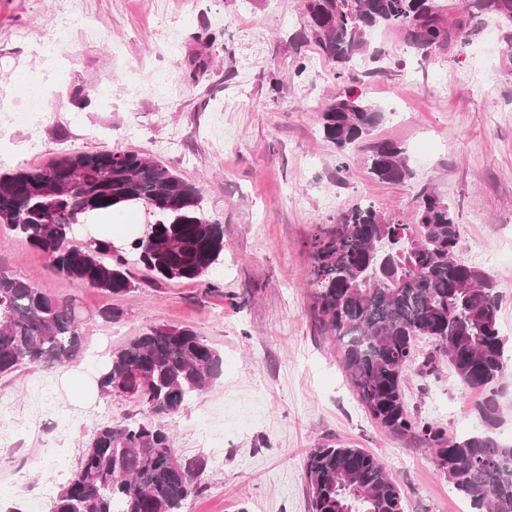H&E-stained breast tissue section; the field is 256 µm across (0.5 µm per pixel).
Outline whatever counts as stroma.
<instances>
[{
  "mask_svg": "<svg viewBox=\"0 0 512 512\" xmlns=\"http://www.w3.org/2000/svg\"><path fill=\"white\" fill-rule=\"evenodd\" d=\"M61 2L0 0V113L20 110L26 87L42 81L50 86L42 109L55 117L34 133L14 130L0 168L43 166L63 150L135 149L162 161L201 185L206 213L224 226V261L209 274L223 290L152 285L139 266L136 289L111 296L54 274L41 252L0 231V269L75 299L85 318L83 349L56 368L53 420L0 445V512L57 494L99 421L95 409L115 422L138 413L133 399L101 396L105 362L91 353L154 324L194 327L224 359L217 384L169 423L179 456L206 461L181 512H310L303 461L328 441L378 457L405 490L407 512H471L437 471L434 449L390 434L360 404L336 338L313 310L311 241L359 203L412 223L419 191H437L460 226V256L480 254L478 268L501 282L500 333L512 343V57L502 36L486 49L473 35L428 61L400 33L373 37L389 56L356 71L354 92L384 111L374 139L400 144L409 158L413 179L393 185L373 179L365 153L344 158L322 140L319 111L344 86L307 39L300 0H80L52 68L42 34ZM92 22L109 40L87 37ZM171 29L176 54L164 49ZM302 62L307 73L295 76ZM152 72L173 75L168 92L137 90ZM80 88L92 91L87 104L74 100ZM33 135L41 149L28 155ZM173 135L177 152L161 151ZM110 307L120 318H102ZM41 376L0 378L14 418L29 411ZM405 395L452 436L475 430L485 393L461 394L446 366L426 380L409 372Z\"/></svg>",
  "mask_w": 512,
  "mask_h": 512,
  "instance_id": "obj_1",
  "label": "stroma"
}]
</instances>
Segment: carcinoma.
Listing matches in <instances>:
<instances>
[{
	"label": "carcinoma",
	"instance_id": "carcinoma-1",
	"mask_svg": "<svg viewBox=\"0 0 512 512\" xmlns=\"http://www.w3.org/2000/svg\"><path fill=\"white\" fill-rule=\"evenodd\" d=\"M320 55L336 78H350L359 59L383 60L368 37L395 30L424 59L465 43L472 24L496 21L512 56V0H468L448 17L441 0H302ZM383 112L336 96L319 112L322 138L339 153L366 152L369 172L384 183L413 178L404 149L370 140ZM147 211L144 231L127 246L76 232L105 215ZM0 227L44 254L50 269L112 296L135 288L133 265L157 284L207 281L224 261V225L204 210L201 189L138 150L68 151L39 168L0 172ZM461 237L448 202L425 188L414 222L400 224L372 203L343 212L315 237L314 309L336 336L340 362L359 401L388 432L435 449V464L474 512H512V443L497 430L502 411L490 388L508 364L498 328L499 283L458 254ZM432 340L418 376L454 369L466 394L486 390L479 427L446 435L408 407L406 376L416 341ZM84 320L68 298L51 296L0 271V377L23 368L51 369L82 348ZM221 354L190 326L156 325L112 351L98 388L133 399L140 416L93 428L77 467L51 512H180L198 489L202 459L178 456L167 420L221 377ZM311 512H407L406 494L380 459L346 445H321L304 462Z\"/></svg>",
	"mask_w": 512,
	"mask_h": 512
}]
</instances>
